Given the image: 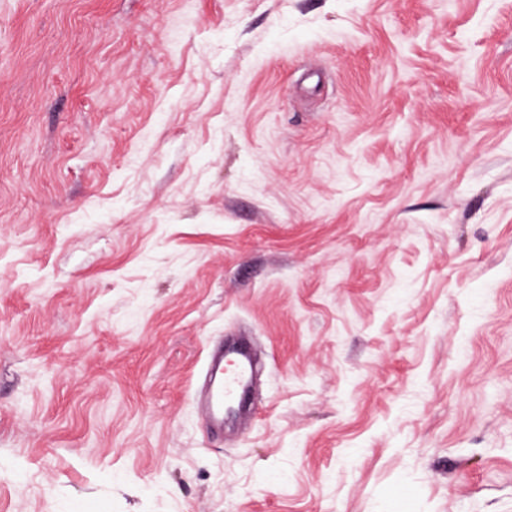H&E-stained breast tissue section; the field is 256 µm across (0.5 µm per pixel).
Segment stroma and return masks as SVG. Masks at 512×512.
<instances>
[{
	"instance_id": "1",
	"label": "stroma",
	"mask_w": 512,
	"mask_h": 512,
	"mask_svg": "<svg viewBox=\"0 0 512 512\" xmlns=\"http://www.w3.org/2000/svg\"><path fill=\"white\" fill-rule=\"evenodd\" d=\"M0 512H512V0H0ZM206 357L209 382L197 407L209 433L224 436V423L230 414L237 416L246 409L253 365L242 345L209 349Z\"/></svg>"
}]
</instances>
